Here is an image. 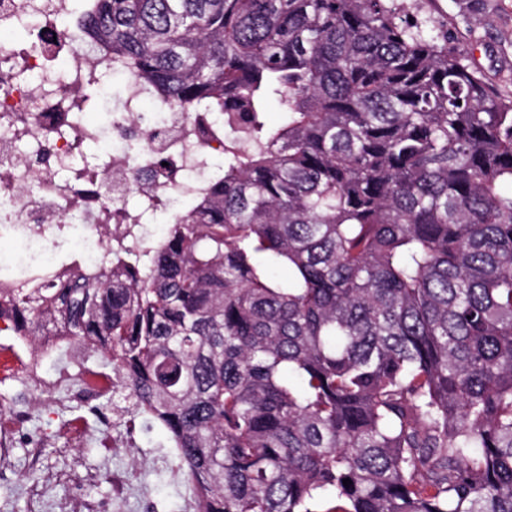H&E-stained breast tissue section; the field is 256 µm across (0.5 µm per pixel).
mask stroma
Segmentation results:
<instances>
[{"label": "stroma", "mask_w": 512, "mask_h": 512, "mask_svg": "<svg viewBox=\"0 0 512 512\" xmlns=\"http://www.w3.org/2000/svg\"><path fill=\"white\" fill-rule=\"evenodd\" d=\"M407 15L433 21L478 68L487 81L512 96V0H397ZM96 363L97 352L63 345L42 369L43 377L68 370L71 379L55 398L38 383L0 385V403L25 411L27 431L41 444L17 443L0 460V512H190L182 493L187 481L177 468L166 431L145 416H135L136 453L112 447V429L91 423L81 446L58 434L71 414L87 411L71 356ZM126 472L134 489L120 495L115 472Z\"/></svg>", "instance_id": "obj_1"}]
</instances>
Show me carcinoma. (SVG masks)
<instances>
[{
    "instance_id": "1",
    "label": "carcinoma",
    "mask_w": 512,
    "mask_h": 512,
    "mask_svg": "<svg viewBox=\"0 0 512 512\" xmlns=\"http://www.w3.org/2000/svg\"><path fill=\"white\" fill-rule=\"evenodd\" d=\"M75 7L224 166L156 244L1 265L0 321L100 352L196 512H512V97L395 0Z\"/></svg>"
}]
</instances>
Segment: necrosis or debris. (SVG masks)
Wrapping results in <instances>:
<instances>
[{
	"instance_id": "necrosis-or-debris-1",
	"label": "necrosis or debris",
	"mask_w": 512,
	"mask_h": 512,
	"mask_svg": "<svg viewBox=\"0 0 512 512\" xmlns=\"http://www.w3.org/2000/svg\"><path fill=\"white\" fill-rule=\"evenodd\" d=\"M28 17L37 18L52 37L0 47V198L5 201L0 224H22L44 237L77 221L93 259L101 251L102 233L114 230L105 220L109 203L129 213L131 184L145 196L166 188L172 198L184 199L181 181L189 178L203 188L205 162L223 155L224 147L210 126L192 123L186 113L149 111L146 92L136 81L126 83L123 107L113 113L109 128L71 126L70 112L112 64L97 48L71 41L77 23L72 0H0L1 25ZM59 51L67 53L71 75L64 97L44 81ZM88 138L105 140L112 162L95 179H77L64 173L58 160L72 158L78 143ZM141 138L147 139L148 150L138 159L127 146Z\"/></svg>"
}]
</instances>
